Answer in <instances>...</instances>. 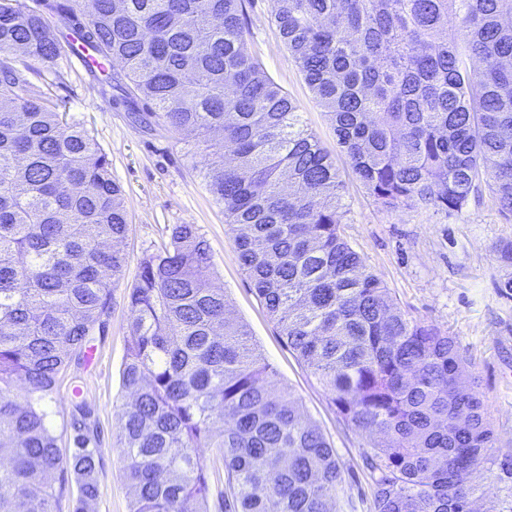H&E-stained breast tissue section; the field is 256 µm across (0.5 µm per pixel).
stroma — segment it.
Masks as SVG:
<instances>
[{
    "instance_id": "35a3bbf8",
    "label": "stroma",
    "mask_w": 512,
    "mask_h": 512,
    "mask_svg": "<svg viewBox=\"0 0 512 512\" xmlns=\"http://www.w3.org/2000/svg\"><path fill=\"white\" fill-rule=\"evenodd\" d=\"M245 6L248 50L297 103L304 129L335 162L343 182L344 236L409 317L455 339L466 362L465 379L479 391L494 433L493 459L474 472L473 480L494 484L503 505L512 507V291L501 287L512 277V266L505 265L498 252L500 244L512 241V217L501 212L485 187L458 212L426 207L389 211L376 203L353 177L331 120L282 42L271 0H246ZM36 82L66 112L83 119L108 154L129 218L128 235L119 245L126 256L124 275L112 291L106 331L94 341L97 359L91 365L70 363L46 402L49 424L65 457L73 447V388H80L82 399L94 410L100 491L88 502L87 512L130 510L131 495L116 450L119 417L127 400L120 382L131 322L127 296L142 256L167 242L176 224L196 225L207 240L215 275L233 313L248 326L271 367L269 381L290 389L335 448L344 481L333 497L334 512H373V475L366 462L371 436L337 413L256 296L238 261L223 208L186 153L192 134L135 124L119 101L120 90L102 84L76 60H60L54 70L42 68Z\"/></svg>"
}]
</instances>
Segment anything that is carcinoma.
<instances>
[{"label": "carcinoma", "instance_id": "obj_1", "mask_svg": "<svg viewBox=\"0 0 512 512\" xmlns=\"http://www.w3.org/2000/svg\"><path fill=\"white\" fill-rule=\"evenodd\" d=\"M280 37L386 209L459 211L481 187L512 216V0H271ZM75 34L128 88L135 121L191 130L187 153L240 264L343 419L372 435L374 512H472L494 439L453 337L409 318L341 232L342 181L298 106L246 49L245 0H0V512H71L99 493L92 408L64 459L45 398L105 331L128 231L111 162L30 79ZM149 103L141 110L140 101ZM118 449L130 512H333L335 448L270 386L217 284L208 242L176 224L145 254ZM26 384L23 401L16 383ZM77 492H72V485Z\"/></svg>", "mask_w": 512, "mask_h": 512}]
</instances>
